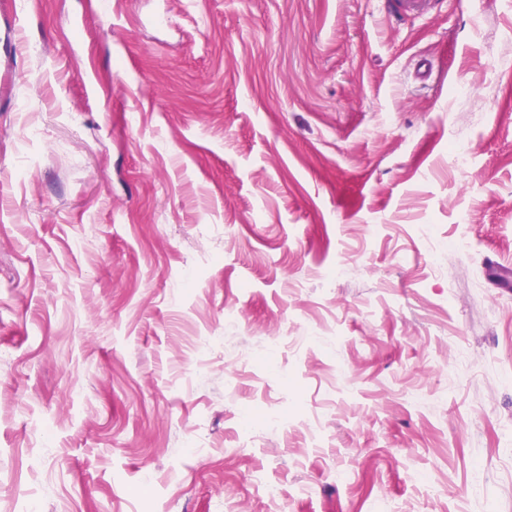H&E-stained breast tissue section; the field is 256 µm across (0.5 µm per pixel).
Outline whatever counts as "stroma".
<instances>
[{"label": "stroma", "mask_w": 512, "mask_h": 512, "mask_svg": "<svg viewBox=\"0 0 512 512\" xmlns=\"http://www.w3.org/2000/svg\"><path fill=\"white\" fill-rule=\"evenodd\" d=\"M504 57L512 0H0V512H512Z\"/></svg>", "instance_id": "1"}]
</instances>
